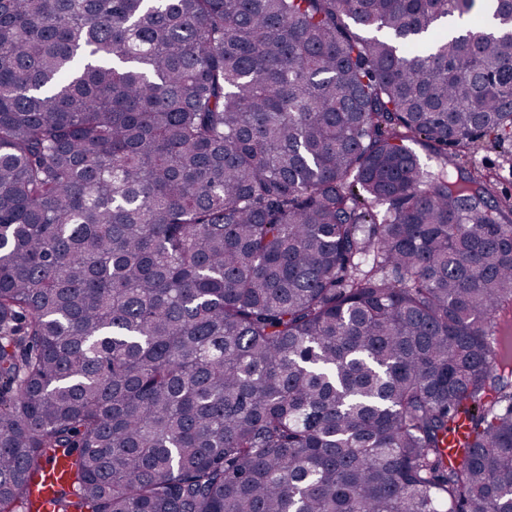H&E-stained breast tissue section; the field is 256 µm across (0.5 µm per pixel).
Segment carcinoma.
<instances>
[{
	"label": "carcinoma",
	"mask_w": 512,
	"mask_h": 512,
	"mask_svg": "<svg viewBox=\"0 0 512 512\" xmlns=\"http://www.w3.org/2000/svg\"><path fill=\"white\" fill-rule=\"evenodd\" d=\"M511 30L0 0V512L57 456L55 512H512V202L445 171L512 142Z\"/></svg>",
	"instance_id": "1"
}]
</instances>
